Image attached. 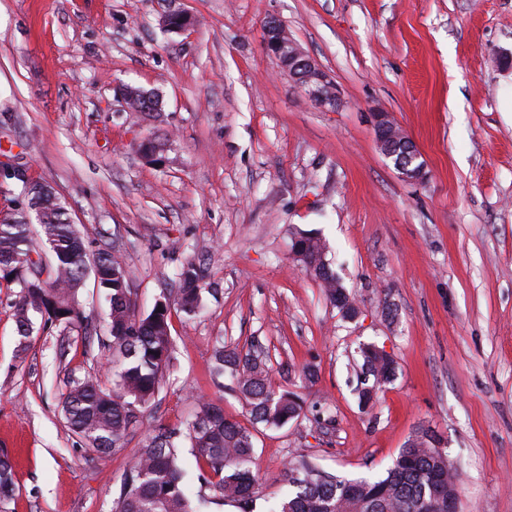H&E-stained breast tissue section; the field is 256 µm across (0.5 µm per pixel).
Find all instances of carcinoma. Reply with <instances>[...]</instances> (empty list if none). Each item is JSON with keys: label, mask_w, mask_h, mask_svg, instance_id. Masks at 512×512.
Listing matches in <instances>:
<instances>
[{"label": "carcinoma", "mask_w": 512, "mask_h": 512, "mask_svg": "<svg viewBox=\"0 0 512 512\" xmlns=\"http://www.w3.org/2000/svg\"><path fill=\"white\" fill-rule=\"evenodd\" d=\"M146 91L128 86L124 97L131 109L151 116L161 111L159 101ZM23 202L8 220L0 222V276L14 277L20 291L14 316L20 350L34 330V316L43 325L71 330L82 327L84 316L75 296L88 276L104 290L109 304L108 339L98 344L124 360L115 389L103 388L87 375L69 383L63 400L65 420L85 448L98 456L123 447L129 433L142 424V413L152 403L171 361V303L188 315L202 305L203 270L189 261L177 272L176 296L155 304L145 316L135 314L129 281L131 272L109 244L100 246L88 261L87 245L77 225L71 223L53 188L40 183L23 184ZM299 261L318 279L331 303L350 300L345 288L336 287L335 272L325 268L320 240L301 232ZM37 259L36 272L20 264ZM364 382L359 400L368 405L377 387L395 374V361L374 345L359 347ZM216 373L229 374L256 423L280 427L299 418L300 398L274 388L267 360L255 350L246 352L218 346L214 351ZM189 429L197 467L213 497L234 504L239 512H254L259 493L254 469L255 446L251 431L224 416L223 407L200 400ZM181 431L166 425L150 427L145 444L128 462L112 499V512H200L192 499L181 465L178 441ZM291 489L269 512H434L436 492L457 491V475L448 469V458L433 442L432 431L421 429L401 448L383 477L340 478L299 459L289 463ZM13 465L0 453V512H9L15 496Z\"/></svg>", "instance_id": "carcinoma-1"}]
</instances>
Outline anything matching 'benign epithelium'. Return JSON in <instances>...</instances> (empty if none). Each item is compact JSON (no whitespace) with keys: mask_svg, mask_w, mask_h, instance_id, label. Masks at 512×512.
Segmentation results:
<instances>
[{"mask_svg":"<svg viewBox=\"0 0 512 512\" xmlns=\"http://www.w3.org/2000/svg\"><path fill=\"white\" fill-rule=\"evenodd\" d=\"M265 30L275 38L265 42L267 52L280 62L283 70L296 79L319 105L335 106L337 95L330 76L307 55L279 23L268 20ZM376 142L383 156L393 163L399 176L410 183H422L427 178V165L415 142L406 136L389 112L371 113Z\"/></svg>","mask_w":512,"mask_h":512,"instance_id":"obj_1","label":"benign epithelium"}]
</instances>
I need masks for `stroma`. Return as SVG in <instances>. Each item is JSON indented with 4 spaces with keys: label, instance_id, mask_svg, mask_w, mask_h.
I'll use <instances>...</instances> for the list:
<instances>
[{
    "label": "stroma",
    "instance_id": "stroma-1",
    "mask_svg": "<svg viewBox=\"0 0 512 512\" xmlns=\"http://www.w3.org/2000/svg\"><path fill=\"white\" fill-rule=\"evenodd\" d=\"M172 9L189 30L164 31ZM272 18L333 79L336 107L267 53ZM510 55L512 0H0V151L59 192L91 247L118 251L137 314L191 258L220 291L194 316L172 310V365L142 427L97 457L61 400L89 373L113 386L103 294L86 280L83 327L36 326L22 352L19 286L0 279L10 512H110L148 426L187 428L201 398L254 435L255 512L287 493L292 459L380 476L421 428L459 472V512H512V67L498 63ZM128 84L160 94L159 117L126 112ZM377 111L415 141L425 183L382 155ZM300 230L318 231L356 318L296 261ZM363 343L397 366L366 409ZM220 344L262 352L303 416L252 424L232 379L212 376Z\"/></svg>",
    "mask_w": 512,
    "mask_h": 512
}]
</instances>
